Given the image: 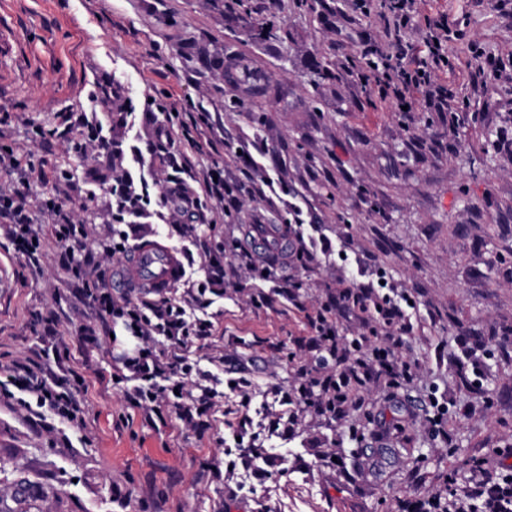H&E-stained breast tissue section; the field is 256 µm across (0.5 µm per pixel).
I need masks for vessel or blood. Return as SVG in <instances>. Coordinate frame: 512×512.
Masks as SVG:
<instances>
[{"instance_id": "vessel-or-blood-1", "label": "vessel or blood", "mask_w": 512, "mask_h": 512, "mask_svg": "<svg viewBox=\"0 0 512 512\" xmlns=\"http://www.w3.org/2000/svg\"><path fill=\"white\" fill-rule=\"evenodd\" d=\"M184 269L183 255L162 243L135 242L122 271L112 280L114 290L132 294L146 290L158 295L178 285Z\"/></svg>"}]
</instances>
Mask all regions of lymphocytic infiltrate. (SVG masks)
I'll return each mask as SVG.
<instances>
[{"label": "lymphocytic infiltrate", "mask_w": 512, "mask_h": 512, "mask_svg": "<svg viewBox=\"0 0 512 512\" xmlns=\"http://www.w3.org/2000/svg\"><path fill=\"white\" fill-rule=\"evenodd\" d=\"M425 0H356L359 9L373 8L384 24V41L365 40L369 57L357 79L378 92L380 101L394 109L408 108L429 112L458 111L456 96L448 85L447 74L455 64L448 56V43L459 38L456 20L440 11L429 17L418 43H410L406 33L420 13ZM52 221L51 233L60 250V267L81 274L93 264L85 253L86 232L74 223L65 202L45 205ZM0 222L7 224L8 236L16 253L28 260L42 252L33 228L34 218L25 203L4 200L0 203ZM88 295L103 318L102 329L112 336V359L118 379L135 380L124 398L132 406L154 413L175 409L187 424L199 428L208 423L210 409L218 392L209 386V374L198 364L181 357V350L202 340L208 325L190 318L184 305L173 297L153 301L130 302L113 294L104 285L89 289ZM409 294L399 297L373 287L352 285L338 289L321 312L311 318L314 331L308 342L310 351L328 354L332 370L312 387H300L299 394L321 410L336 416L342 413L352 388L375 377H385L390 387L410 382L421 369L420 360L401 361L393 348L412 324L402 308ZM344 305L364 325L378 324L383 332L382 345L371 344L367 336L340 343L337 320L332 313ZM81 380L64 364L48 367L34 360L18 362L0 397L16 402L24 409L48 408L55 416L73 422L81 410ZM468 497L481 500L485 512H512V476H500L474 465L465 488Z\"/></svg>", "instance_id": "f902f5d3"}]
</instances>
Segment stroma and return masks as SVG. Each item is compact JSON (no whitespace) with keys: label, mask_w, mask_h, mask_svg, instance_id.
Segmentation results:
<instances>
[{"label":"stroma","mask_w":512,"mask_h":512,"mask_svg":"<svg viewBox=\"0 0 512 512\" xmlns=\"http://www.w3.org/2000/svg\"><path fill=\"white\" fill-rule=\"evenodd\" d=\"M248 4L250 20L237 23L227 0H0V154L21 161L0 167V195L36 213L71 200L106 268L119 263L103 251L116 223L112 187L146 197L140 239L175 249L184 218L159 199L170 177L199 194L204 172L221 168L238 200L228 215L208 200L198 211V250L224 244L229 267L207 294L211 334L188 351L221 392L204 428L128 408L112 383L109 340L84 337L101 319L55 265L50 225L35 227L37 266L13 255L0 230V380L40 350L51 324L87 387L74 426L37 430L0 402V500H11L19 466L40 492L39 512H397L399 500L432 496L448 512H484L463 493L468 462L512 474V355L498 347L512 334V18L491 0H427L409 41L439 10L464 31L448 44V82L469 109L439 115L373 108L344 71L362 53L361 35L383 37L376 14L354 13L352 0ZM257 16L280 21L282 36L257 37ZM323 58L329 74L319 79ZM245 64L259 75L249 88ZM103 78L119 97L98 99ZM152 97L212 119L194 141L157 140L163 115ZM65 109L85 113L86 125L57 132ZM186 154L194 167L176 174L171 160ZM297 205L353 262L284 267L301 283L298 300L271 294L254 307L269 284L239 265L234 245L248 225L293 219ZM359 275L413 295V330L397 355L423 368L401 389L365 386L362 406L334 423L294 400L281 433L275 389L296 391L300 368L322 372L298 346L310 334L306 316ZM239 368L251 381L243 393L227 386V370ZM434 398L448 407L451 443L429 421ZM255 435L269 460L259 479L234 462L238 441Z\"/></svg>","instance_id":"stroma-1"}]
</instances>
